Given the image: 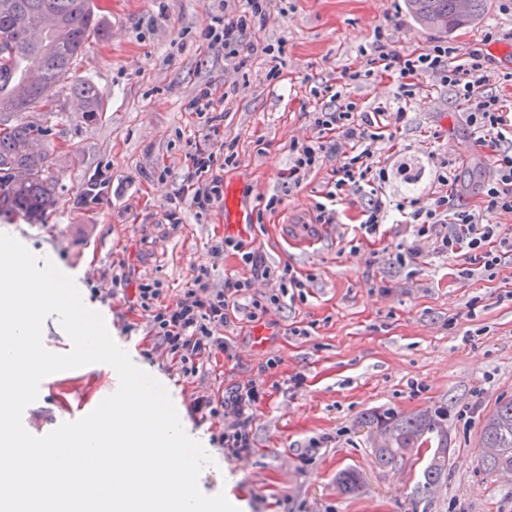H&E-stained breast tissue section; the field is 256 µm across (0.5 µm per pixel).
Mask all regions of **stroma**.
Instances as JSON below:
<instances>
[{"label":"stroma","instance_id":"35a3bbf8","mask_svg":"<svg viewBox=\"0 0 512 512\" xmlns=\"http://www.w3.org/2000/svg\"><path fill=\"white\" fill-rule=\"evenodd\" d=\"M503 3L486 0L479 22L457 31L454 41L469 50H512V10ZM222 11L221 0H116L98 10L97 29L75 75L95 85L103 109L88 119L78 100L55 88L24 113V120L45 129L58 204L35 222L1 213L0 234L33 255L53 252L84 304L107 315L108 332L134 365L162 378L186 433L213 460L198 479L203 494L234 497L241 512H512V482L478 462L485 415L512 400V253L492 280L478 273L460 277L462 260L429 252L411 272L394 261L397 245L411 239L399 213L376 233H365L361 198L354 195L339 205L337 223L318 224L313 205L330 167L311 173L298 188L280 179L290 143L313 134L318 104L310 87L359 66L358 49L371 42L376 27L392 26L394 40L407 51L425 48L435 32L410 20L404 0H283L255 33L259 42L283 46L282 77L272 81L268 56L253 54L237 73L202 40ZM489 30L495 43L484 40ZM208 82L239 87L222 104L217 134L236 144L225 185L237 188L252 212L260 198L280 200L253 222L244 242L260 247L270 263H290L310 282L305 300L270 313L265 346L256 347L253 325L230 326L224 335L231 354L203 358L197 375L186 379L152 351L144 313L111 297L109 289L113 262L125 258L132 280H159L169 303L180 299L197 268H210L218 284L240 269L233 253H212L224 236L222 210L201 217L185 205L182 224L165 219L172 177L185 168V142L197 133L186 104ZM417 84L394 142L371 147L374 160L389 169L381 191L397 202L428 197L437 161L445 157L457 180L453 204H476L479 185L491 174L488 150L477 145L447 87L424 75ZM396 95L391 77L352 91L361 106L384 108L389 123ZM105 165L112 169L108 201L78 204L79 192ZM472 307L474 320L467 316ZM297 326L310 328V335H293ZM271 357L279 365L259 375ZM296 375L301 385L293 384ZM257 376L269 395L253 425L254 452L238 460L225 454L219 428L193 413L192 401L197 393ZM118 386L116 371L104 364L53 373L25 408L23 425L32 435H46L77 420V402L92 412ZM440 407L448 410V475L424 494L418 482L425 459L414 456L401 470H379L359 418L371 410L409 414ZM312 440L321 446L301 463L297 451ZM348 467L364 482L355 497L336 487L337 472Z\"/></svg>","mask_w":512,"mask_h":512}]
</instances>
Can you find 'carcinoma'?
<instances>
[{
    "mask_svg": "<svg viewBox=\"0 0 512 512\" xmlns=\"http://www.w3.org/2000/svg\"><path fill=\"white\" fill-rule=\"evenodd\" d=\"M407 11L421 27L454 33L475 24L484 0H470L461 17L456 0H406ZM97 26L91 0H0V212L17 211L40 216L56 206V177L42 126L15 123L47 92L68 79ZM73 96L90 118L102 109L89 81L72 84ZM360 424L380 434L372 442L375 466L391 471L421 448H431L422 476L423 491L438 486L448 471V412L403 415L374 410ZM478 462L490 470L512 471V401L498 404L486 415ZM339 491L353 496L361 476L346 468L336 476Z\"/></svg>",
    "mask_w": 512,
    "mask_h": 512,
    "instance_id": "1",
    "label": "carcinoma"
}]
</instances>
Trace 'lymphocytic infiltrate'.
<instances>
[{"label":"lymphocytic infiltrate","mask_w":512,"mask_h":512,"mask_svg":"<svg viewBox=\"0 0 512 512\" xmlns=\"http://www.w3.org/2000/svg\"><path fill=\"white\" fill-rule=\"evenodd\" d=\"M269 7L268 0H224L223 16L202 37L211 46L221 48L225 60L237 71L245 66L248 55H270L267 77L279 79V56L274 55L271 45L261 46L251 39L255 28L264 25ZM359 54L364 60L360 69L344 68L336 82L310 87V94L321 100L322 107L313 117L314 136L290 145L291 163L283 174L286 183L300 187L307 174L321 169L326 161H334L322 199L314 205L317 223H335L338 205L357 194L366 200L360 226L368 233H376L391 211L404 213L413 229V239L397 248L395 260L400 266L414 269L421 265V245L426 242L434 254L464 258L485 276L496 277L503 253L512 252V237L503 234L500 225L487 222L486 217L512 213V115L506 110L502 94L503 88H512V71L499 74V91L487 90L489 67L484 54L462 52L450 40H437L422 50L406 53L396 48L383 27L375 28L372 41L360 47ZM385 74L398 81L397 98L402 106L395 120L399 123L406 116L405 102L415 94L418 76L433 77L453 92L478 145L489 149L492 174L482 184L477 207H450L455 182L444 167L438 170L437 185L427 199L414 198L409 204L394 205L379 195L388 171L381 163L371 161L370 147L385 140V129L377 112L359 108L351 90L358 83ZM187 108L197 116L200 129L186 143L185 171L168 200L167 219L174 225L180 221L182 203L203 214L223 202V162L234 157L230 143L213 136L220 119L213 84L200 88ZM229 250L238 255L240 272L225 274L223 285L218 286L209 268H197L180 299L172 304L163 301L159 281L134 283L123 271L111 279L113 291H131L134 305L150 323L148 335L154 350L169 357L182 376L195 374L201 358L228 352L226 327L239 321L263 322L271 311L281 309L286 299L305 295L307 280L290 264L268 263L260 249L230 236L214 248L218 254ZM259 281L268 283V291H256ZM266 397L264 381L253 379L221 394L196 396L192 409L202 420L218 422L222 427L220 440L228 455L244 459L254 452L252 425Z\"/></svg>","instance_id":"obj_1"}]
</instances>
